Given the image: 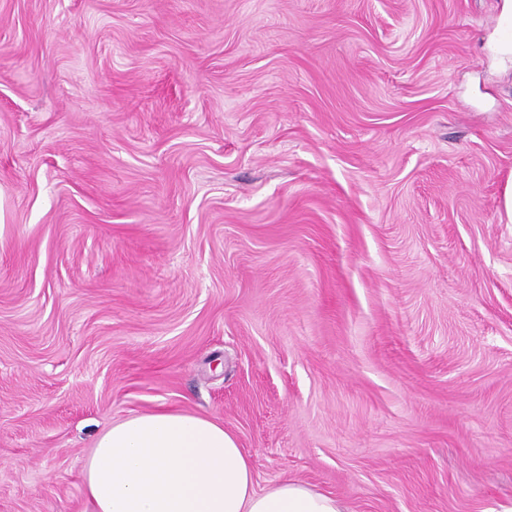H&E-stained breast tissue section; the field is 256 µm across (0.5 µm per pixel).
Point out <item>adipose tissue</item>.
<instances>
[{"instance_id": "obj_1", "label": "adipose tissue", "mask_w": 512, "mask_h": 512, "mask_svg": "<svg viewBox=\"0 0 512 512\" xmlns=\"http://www.w3.org/2000/svg\"><path fill=\"white\" fill-rule=\"evenodd\" d=\"M83 478L92 512H346L298 481L257 489L250 455L222 423L168 408L103 431Z\"/></svg>"}]
</instances>
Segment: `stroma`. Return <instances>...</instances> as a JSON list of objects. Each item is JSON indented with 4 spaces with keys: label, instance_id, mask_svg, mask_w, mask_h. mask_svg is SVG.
<instances>
[{
    "label": "stroma",
    "instance_id": "stroma-1",
    "mask_svg": "<svg viewBox=\"0 0 512 512\" xmlns=\"http://www.w3.org/2000/svg\"><path fill=\"white\" fill-rule=\"evenodd\" d=\"M500 0H0V512L165 406L258 488L512 512Z\"/></svg>",
    "mask_w": 512,
    "mask_h": 512
}]
</instances>
